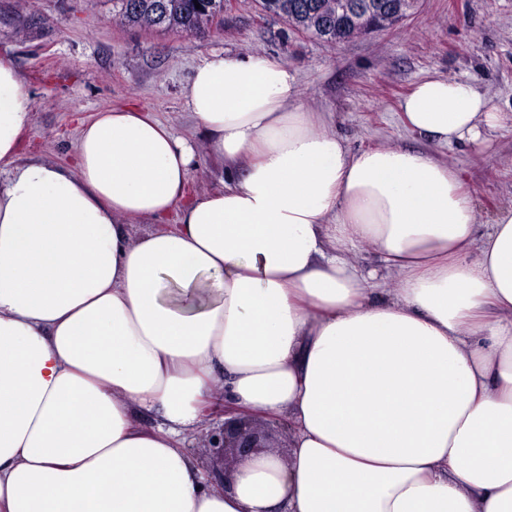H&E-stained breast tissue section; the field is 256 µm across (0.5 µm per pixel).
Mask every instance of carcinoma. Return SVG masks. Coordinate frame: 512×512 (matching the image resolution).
Wrapping results in <instances>:
<instances>
[{
  "label": "carcinoma",
  "instance_id": "1",
  "mask_svg": "<svg viewBox=\"0 0 512 512\" xmlns=\"http://www.w3.org/2000/svg\"><path fill=\"white\" fill-rule=\"evenodd\" d=\"M225 0H113L119 5L120 20L141 28H161L186 33H199L224 13ZM320 0H262L264 10L288 17L292 4L318 3ZM201 8H196V4Z\"/></svg>",
  "mask_w": 512,
  "mask_h": 512
}]
</instances>
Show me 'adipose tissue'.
Returning <instances> with one entry per match:
<instances>
[{
	"mask_svg": "<svg viewBox=\"0 0 512 512\" xmlns=\"http://www.w3.org/2000/svg\"><path fill=\"white\" fill-rule=\"evenodd\" d=\"M183 95L224 163L192 197L193 144L132 105L79 120L71 165L21 158L0 62V512H512V206L482 223L452 166L351 151L287 62L216 51ZM400 108L439 146L505 122L456 78ZM226 407L285 418L288 459L224 486L186 441ZM352 261L365 269H375L378 278L375 282H380L382 288H399L397 278L395 276H388L386 271L382 268L379 257L374 252L371 245L364 243L361 244L350 256Z\"/></svg>",
	"mask_w": 512,
	"mask_h": 512,
	"instance_id": "obj_1",
	"label": "adipose tissue"
}]
</instances>
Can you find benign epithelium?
I'll return each instance as SVG.
<instances>
[{"label":"benign epithelium","instance_id":"1","mask_svg":"<svg viewBox=\"0 0 512 512\" xmlns=\"http://www.w3.org/2000/svg\"><path fill=\"white\" fill-rule=\"evenodd\" d=\"M418 0H321L309 13L290 10L288 25L293 30L322 29L328 18L351 19L349 36H336L340 44L348 39L362 37L379 29H391L404 21ZM224 427L205 436V447L212 461L224 463L259 454L264 448L274 447L275 429L262 423L252 414L224 411Z\"/></svg>","mask_w":512,"mask_h":512}]
</instances>
